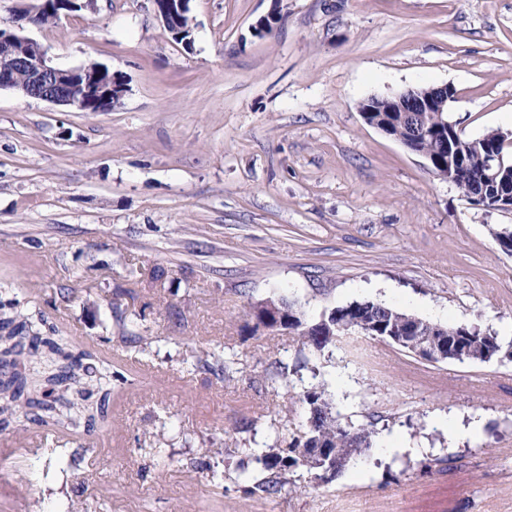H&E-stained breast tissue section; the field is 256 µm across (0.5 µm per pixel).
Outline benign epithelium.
Instances as JSON below:
<instances>
[{
	"instance_id": "1",
	"label": "benign epithelium",
	"mask_w": 512,
	"mask_h": 512,
	"mask_svg": "<svg viewBox=\"0 0 512 512\" xmlns=\"http://www.w3.org/2000/svg\"><path fill=\"white\" fill-rule=\"evenodd\" d=\"M189 0H153L156 14L164 26L174 35L186 30ZM74 0H39L32 9L20 11L15 28H0V90L10 89L22 95L57 105L69 106L83 112L93 111L98 104L114 106L127 92V81L123 75H107L104 68L91 63L74 68H61L54 65L42 48L29 37L21 34L23 25H38V16L44 10L56 12L72 9ZM456 98L453 87L443 85L436 93L420 97L419 90L411 89L386 98L387 111L404 112L408 109H421L423 112H446L448 103ZM264 320L268 329L282 326L286 312L273 304L263 306ZM391 340L407 344L417 355L431 357L439 361L448 359V344L437 342L432 336L417 335L413 339L397 335Z\"/></svg>"
}]
</instances>
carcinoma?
Returning a JSON list of instances; mask_svg holds the SVG:
<instances>
[{
	"mask_svg": "<svg viewBox=\"0 0 512 512\" xmlns=\"http://www.w3.org/2000/svg\"><path fill=\"white\" fill-rule=\"evenodd\" d=\"M376 112L366 113L369 125L389 131L410 150L428 160L433 172H448V156L459 155L451 179L466 200L512 197V156L505 149L504 134L490 131L480 145L458 129L441 124L435 112H381V100L374 101ZM501 156L502 170L494 182L484 180L488 157ZM283 308L294 315V322L281 328L297 337L304 348L323 352L343 336H383L393 330L407 332L416 316L384 302L353 301L309 320L294 302L280 298ZM467 362H484L491 344L502 345L497 334L466 328ZM195 367L217 380L233 378L232 363L210 347L193 349ZM0 431L33 424L46 430L76 434L98 422L109 420L108 406L113 382L125 380L112 370L108 360L93 345L80 348L72 337L48 323L43 313L26 314L13 301H0ZM306 410L303 431L252 454L266 476L255 482L251 493L272 496L288 483V475L314 467L305 462L301 449L319 442L333 456L336 477L349 464L364 456L373 446L374 430L344 421L336 410L333 395L323 384L303 389L298 397Z\"/></svg>",
	"mask_w": 512,
	"mask_h": 512,
	"instance_id": "carcinoma-1",
	"label": "carcinoma"
}]
</instances>
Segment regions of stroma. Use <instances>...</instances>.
I'll return each mask as SVG.
<instances>
[{
    "label": "stroma",
    "mask_w": 512,
    "mask_h": 512,
    "mask_svg": "<svg viewBox=\"0 0 512 512\" xmlns=\"http://www.w3.org/2000/svg\"><path fill=\"white\" fill-rule=\"evenodd\" d=\"M189 16L188 45L151 0L25 28L61 67L122 72L112 111L0 91V299L125 375L109 425L0 432V512H512V359L433 364L364 336L320 354L251 316L268 298L312 316L371 299L512 343L494 237L512 210L467 204L358 110L449 84L466 137L512 133V0H190ZM199 342L238 359L232 380L193 369ZM317 381L373 447L332 482L300 471L251 494L263 472L239 449L299 430Z\"/></svg>",
    "instance_id": "35a3bbf8"
}]
</instances>
